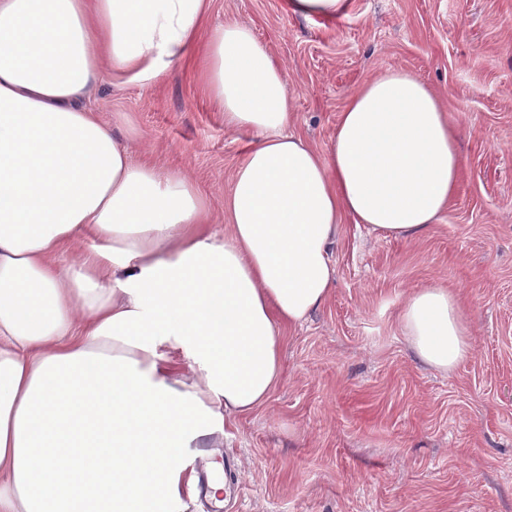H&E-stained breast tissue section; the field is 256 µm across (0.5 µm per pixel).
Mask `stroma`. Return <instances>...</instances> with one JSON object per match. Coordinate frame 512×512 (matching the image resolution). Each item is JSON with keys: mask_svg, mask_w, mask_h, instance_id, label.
<instances>
[{"mask_svg": "<svg viewBox=\"0 0 512 512\" xmlns=\"http://www.w3.org/2000/svg\"><path fill=\"white\" fill-rule=\"evenodd\" d=\"M249 27L280 64L295 131L327 151L355 90L406 70L460 130L458 193L417 240L344 219L329 299L284 327L269 404L231 421L220 448L189 451L196 476L233 458L238 487L184 512H512V0H351L347 16L289 15L284 0H214L209 25ZM91 104L135 160L189 174L224 230L231 176L253 143L224 128L194 61L157 85L105 79ZM441 282L472 326L471 357L421 364L396 320L404 295Z\"/></svg>", "mask_w": 512, "mask_h": 512, "instance_id": "obj_1", "label": "stroma"}]
</instances>
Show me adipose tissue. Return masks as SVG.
I'll return each instance as SVG.
<instances>
[{"label":"adipose tissue","mask_w":512,"mask_h":512,"mask_svg":"<svg viewBox=\"0 0 512 512\" xmlns=\"http://www.w3.org/2000/svg\"><path fill=\"white\" fill-rule=\"evenodd\" d=\"M212 6L0 0V512H177L188 449L267 404L284 326L328 299L344 218L418 238L456 193L457 131L416 76L366 82L320 152L268 47L207 26ZM194 47L225 129L255 138L220 237L193 179L134 161L89 104L104 74L158 84ZM85 230L95 244L61 272L56 251ZM398 323L438 372L472 354L448 288L407 293Z\"/></svg>","instance_id":"ef3b65f1"}]
</instances>
